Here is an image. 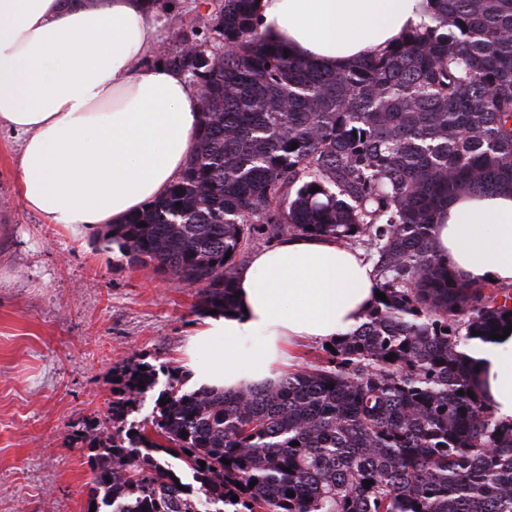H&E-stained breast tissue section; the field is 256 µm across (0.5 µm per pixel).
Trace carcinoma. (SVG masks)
<instances>
[{"instance_id": "obj_1", "label": "carcinoma", "mask_w": 512, "mask_h": 512, "mask_svg": "<svg viewBox=\"0 0 512 512\" xmlns=\"http://www.w3.org/2000/svg\"><path fill=\"white\" fill-rule=\"evenodd\" d=\"M253 3L212 0L203 29L182 37L199 56L161 55L200 87L197 143L162 198L98 240L202 285L201 308L224 312L235 258L255 236L333 237L365 248L387 301L331 342L326 365L274 385L185 391L174 368L115 366L112 426L82 437L89 502L512 512V423L469 397L461 351L473 332L485 340L512 322V288L449 273L431 236L456 191L512 186V0H428L427 21L341 72L267 40ZM160 371L149 425L128 422Z\"/></svg>"}]
</instances>
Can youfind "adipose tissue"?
<instances>
[{
	"label": "adipose tissue",
	"mask_w": 512,
	"mask_h": 512,
	"mask_svg": "<svg viewBox=\"0 0 512 512\" xmlns=\"http://www.w3.org/2000/svg\"><path fill=\"white\" fill-rule=\"evenodd\" d=\"M260 31L333 70L417 28L427 0H255ZM157 38L145 0H0V125L22 135L26 206L73 234L121 224L183 171L201 121L186 77L147 63ZM434 251L473 284H512V188L459 191L436 217ZM373 266L332 238L254 254L234 309L203 318L182 353L189 385L233 391L282 377L285 348L356 329L376 300ZM475 387L512 422V334L471 342Z\"/></svg>",
	"instance_id": "obj_1"
}]
</instances>
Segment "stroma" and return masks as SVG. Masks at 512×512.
Returning <instances> with one entry per match:
<instances>
[{
	"label": "stroma",
	"instance_id": "1",
	"mask_svg": "<svg viewBox=\"0 0 512 512\" xmlns=\"http://www.w3.org/2000/svg\"><path fill=\"white\" fill-rule=\"evenodd\" d=\"M203 0H159L156 51L179 45ZM22 138L0 127V512H87L90 472L75 436L105 423L112 369L130 357L179 367L204 313L202 287L129 265L95 230L29 211Z\"/></svg>",
	"mask_w": 512,
	"mask_h": 512
}]
</instances>
